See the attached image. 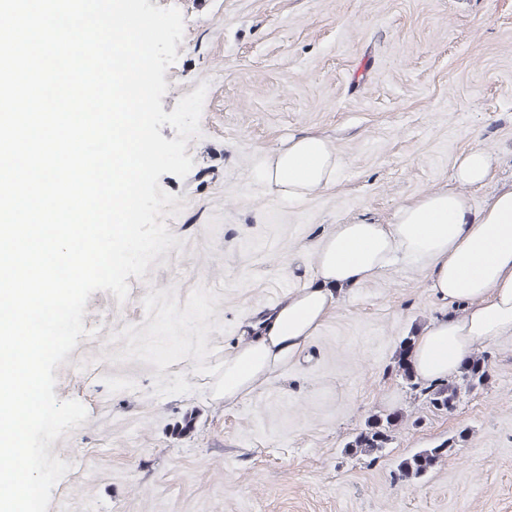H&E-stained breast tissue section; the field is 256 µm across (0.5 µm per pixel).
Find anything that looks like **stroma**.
<instances>
[{"instance_id": "obj_1", "label": "stroma", "mask_w": 512, "mask_h": 512, "mask_svg": "<svg viewBox=\"0 0 512 512\" xmlns=\"http://www.w3.org/2000/svg\"><path fill=\"white\" fill-rule=\"evenodd\" d=\"M185 22L164 112L207 84L186 178L168 217L177 245L129 294L90 295L87 330L53 371L88 417L48 448L70 463L47 512H512V338L480 348L483 386L439 412L397 356L445 306L396 268L344 296L303 350L233 409L224 355L258 312L315 276L333 225L387 223L453 186L459 154L512 185V0H149ZM330 136L332 187L288 203L259 178L288 136ZM393 417L381 453L346 445ZM452 450L421 479L398 464Z\"/></svg>"}]
</instances>
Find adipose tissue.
<instances>
[{
	"label": "adipose tissue",
	"mask_w": 512,
	"mask_h": 512,
	"mask_svg": "<svg viewBox=\"0 0 512 512\" xmlns=\"http://www.w3.org/2000/svg\"><path fill=\"white\" fill-rule=\"evenodd\" d=\"M343 166L329 137L302 132L265 156L261 180L278 198L301 199L335 184ZM491 178V157L476 146L454 162L456 189L403 202L390 223L351 222L325 233L314 245L315 282L262 313L246 344L225 355V408L298 354L346 293L401 265L421 271L433 295L452 309L413 344L409 360L419 379L445 380L478 348L512 337V186L478 207L467 194Z\"/></svg>",
	"instance_id": "obj_1"
}]
</instances>
